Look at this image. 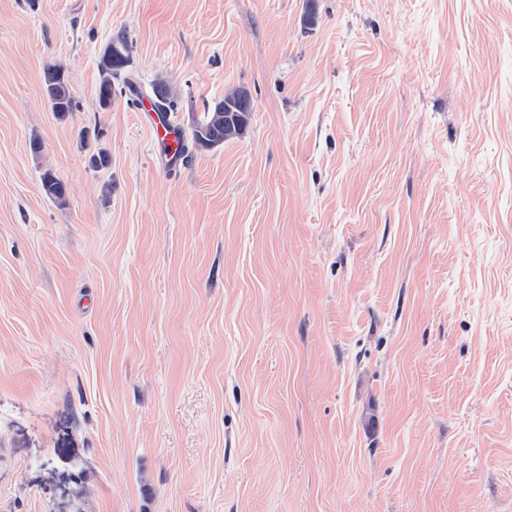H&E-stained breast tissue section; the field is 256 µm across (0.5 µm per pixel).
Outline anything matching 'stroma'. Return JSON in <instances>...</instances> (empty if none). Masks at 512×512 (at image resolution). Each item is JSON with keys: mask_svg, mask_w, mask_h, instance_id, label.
Listing matches in <instances>:
<instances>
[{"mask_svg": "<svg viewBox=\"0 0 512 512\" xmlns=\"http://www.w3.org/2000/svg\"><path fill=\"white\" fill-rule=\"evenodd\" d=\"M315 4L0 0V512H512V0ZM129 51L128 37L124 32H118L100 57V78L95 94L98 108L102 112L109 111L112 107L115 82L122 81L126 86L134 87L127 72L130 64ZM43 85L46 100L52 112L59 118H64L69 112H75L76 103L61 69L47 68L43 72ZM148 94L153 99L157 112L147 101L142 103L147 118V126L151 129L152 135L162 143L165 151L166 165L170 168L176 167L183 155L181 154L180 130L170 119V115L164 112H176L177 95L169 84L168 80L160 75L155 77L150 84ZM242 87H230L225 90L224 96L215 100L208 106L200 120L194 122L190 140H184L182 149L185 154L197 149H210L224 146L225 141L237 138L240 133L232 136L226 135L224 113L229 104H242L239 92ZM225 129V133H224ZM41 188L45 196L59 204H65L69 190L67 184L50 169H47L41 177Z\"/></svg>", "mask_w": 512, "mask_h": 512, "instance_id": "35a3bbf8", "label": "stroma"}]
</instances>
